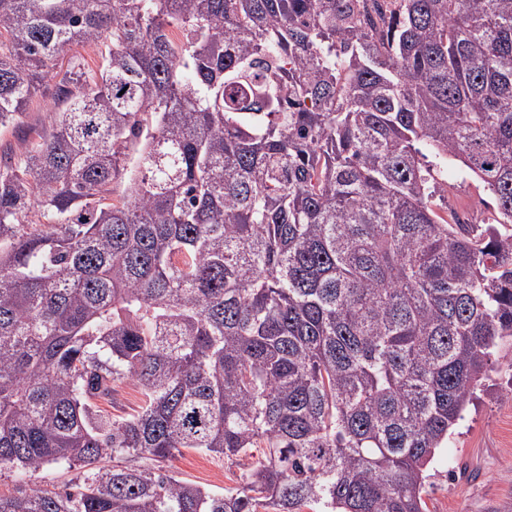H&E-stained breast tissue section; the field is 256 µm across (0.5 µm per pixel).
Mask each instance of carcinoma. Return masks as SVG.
<instances>
[{
    "mask_svg": "<svg viewBox=\"0 0 512 512\" xmlns=\"http://www.w3.org/2000/svg\"><path fill=\"white\" fill-rule=\"evenodd\" d=\"M1 32L0 129L53 93L0 154V473L84 471L0 512H426L512 340V0H0ZM450 160L495 223L436 210ZM185 450L238 486L145 464ZM48 100L42 101L41 99L34 101L29 110L25 112L22 119V124L16 128L10 127L0 131V151L6 147H10L14 152H21L27 146V141L24 140L25 132L29 128L41 129L46 122L45 105ZM140 393L132 382L120 384L113 396V404L110 401H99V407L108 413H131L140 404Z\"/></svg>",
    "mask_w": 512,
    "mask_h": 512,
    "instance_id": "cac0c4a2",
    "label": "carcinoma"
}]
</instances>
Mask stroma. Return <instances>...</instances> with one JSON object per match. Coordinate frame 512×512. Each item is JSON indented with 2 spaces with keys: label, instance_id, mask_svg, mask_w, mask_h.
<instances>
[{
  "label": "stroma",
  "instance_id": "35a3bbf8",
  "mask_svg": "<svg viewBox=\"0 0 512 512\" xmlns=\"http://www.w3.org/2000/svg\"><path fill=\"white\" fill-rule=\"evenodd\" d=\"M444 194L436 203L441 212L490 216L495 201L476 179L463 176L457 163L436 174ZM494 387L477 392L464 422L432 463L423 498L427 512H512V347L503 346L493 361ZM181 479L221 492L237 485V468L223 458L187 451L167 462ZM78 469L45 466L36 473L16 470L0 474V492L19 481L48 488L77 483Z\"/></svg>",
  "mask_w": 512,
  "mask_h": 512
}]
</instances>
